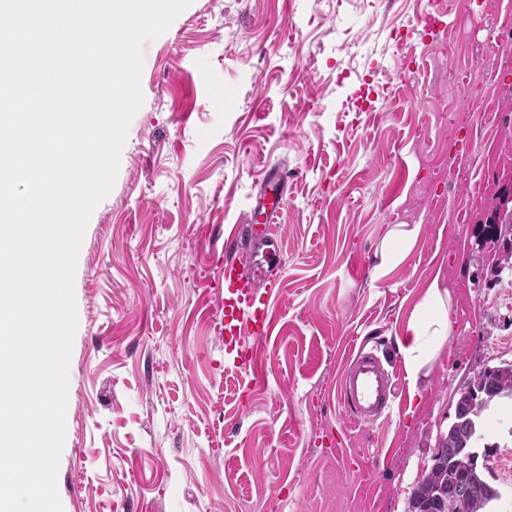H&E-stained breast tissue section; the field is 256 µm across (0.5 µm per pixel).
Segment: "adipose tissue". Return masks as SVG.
Here are the masks:
<instances>
[{
	"mask_svg": "<svg viewBox=\"0 0 512 512\" xmlns=\"http://www.w3.org/2000/svg\"><path fill=\"white\" fill-rule=\"evenodd\" d=\"M448 298V290L440 279H433L414 307L403 337L396 341L409 383H417L425 364L451 333Z\"/></svg>",
	"mask_w": 512,
	"mask_h": 512,
	"instance_id": "obj_1",
	"label": "adipose tissue"
}]
</instances>
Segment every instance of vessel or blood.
Wrapping results in <instances>:
<instances>
[{
	"instance_id": "b4317fda",
	"label": "vessel or blood",
	"mask_w": 512,
	"mask_h": 512,
	"mask_svg": "<svg viewBox=\"0 0 512 512\" xmlns=\"http://www.w3.org/2000/svg\"><path fill=\"white\" fill-rule=\"evenodd\" d=\"M288 174L277 167L265 170L256 202H263L269 192L285 193ZM235 236H228L224 243V302L221 322L223 324L224 354L229 361L240 367H250L247 357L249 338H258L269 333L273 324L270 307L272 288L278 287L279 265H272V276L268 291H261L258 278L253 271V252H240L235 247ZM340 402L349 420L357 423H372L387 416L396 397L389 374L378 358L366 349L353 354L340 377Z\"/></svg>"
}]
</instances>
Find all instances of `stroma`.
I'll return each mask as SVG.
<instances>
[{
    "instance_id": "obj_1",
    "label": "stroma",
    "mask_w": 512,
    "mask_h": 512,
    "mask_svg": "<svg viewBox=\"0 0 512 512\" xmlns=\"http://www.w3.org/2000/svg\"><path fill=\"white\" fill-rule=\"evenodd\" d=\"M142 52L77 260L63 512H407L460 388L512 362V277L481 248L512 180V0H193ZM272 165L292 178L256 221L284 267L251 377L224 362V240ZM437 275L453 332L413 395L395 340ZM362 346L397 397L355 426L337 381ZM485 443L512 512V402ZM414 238L415 231L412 230L393 232L374 256V274L378 277L384 276L390 268L403 261Z\"/></svg>"
}]
</instances>
